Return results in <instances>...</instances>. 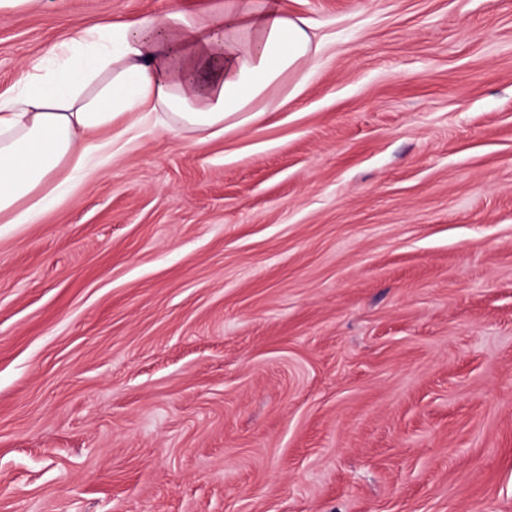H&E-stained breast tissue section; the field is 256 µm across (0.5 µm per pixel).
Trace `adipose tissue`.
Segmentation results:
<instances>
[{
	"label": "adipose tissue",
	"instance_id": "ef3b65f1",
	"mask_svg": "<svg viewBox=\"0 0 512 512\" xmlns=\"http://www.w3.org/2000/svg\"><path fill=\"white\" fill-rule=\"evenodd\" d=\"M308 21L278 0H224L65 40L0 98V222L28 224L66 198L111 151L102 131L128 117L162 131L262 121L257 102L313 63Z\"/></svg>",
	"mask_w": 512,
	"mask_h": 512
}]
</instances>
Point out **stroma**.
Here are the masks:
<instances>
[{
  "instance_id": "1",
  "label": "stroma",
  "mask_w": 512,
  "mask_h": 512,
  "mask_svg": "<svg viewBox=\"0 0 512 512\" xmlns=\"http://www.w3.org/2000/svg\"><path fill=\"white\" fill-rule=\"evenodd\" d=\"M222 2L0 11V93ZM282 5L296 96L0 223V512H512V0Z\"/></svg>"
}]
</instances>
